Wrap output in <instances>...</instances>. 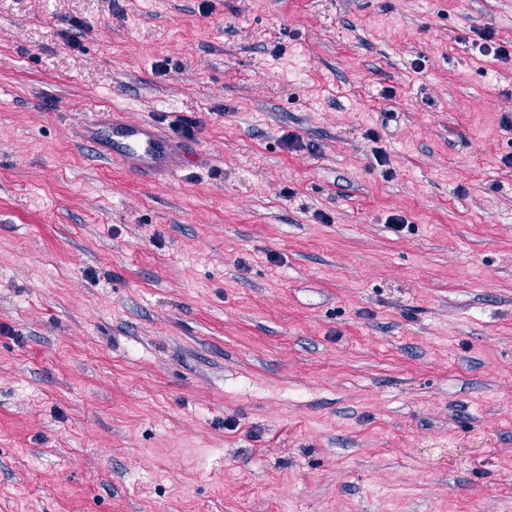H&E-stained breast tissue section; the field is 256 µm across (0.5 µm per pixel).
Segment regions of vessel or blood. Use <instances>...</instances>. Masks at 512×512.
Wrapping results in <instances>:
<instances>
[{"label":"vessel or blood","mask_w":512,"mask_h":512,"mask_svg":"<svg viewBox=\"0 0 512 512\" xmlns=\"http://www.w3.org/2000/svg\"><path fill=\"white\" fill-rule=\"evenodd\" d=\"M82 139L94 153L152 179L172 177L184 162L176 141L151 121L98 115L85 122Z\"/></svg>","instance_id":"vessel-or-blood-1"}]
</instances>
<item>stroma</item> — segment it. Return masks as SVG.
<instances>
[{
	"mask_svg": "<svg viewBox=\"0 0 512 512\" xmlns=\"http://www.w3.org/2000/svg\"><path fill=\"white\" fill-rule=\"evenodd\" d=\"M487 31L512 0H0V512H512ZM110 110L186 166L95 158Z\"/></svg>",
	"mask_w": 512,
	"mask_h": 512,
	"instance_id": "obj_1",
	"label": "stroma"
}]
</instances>
